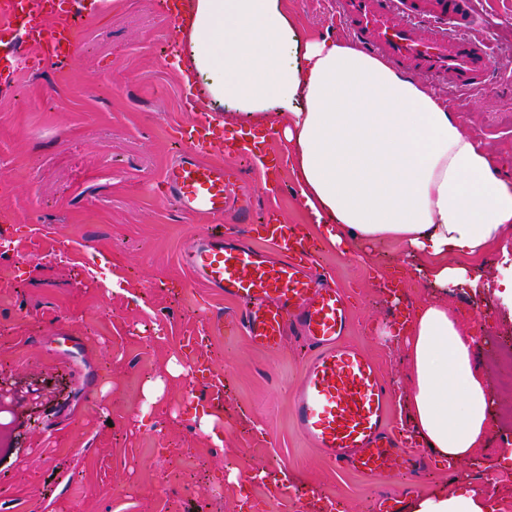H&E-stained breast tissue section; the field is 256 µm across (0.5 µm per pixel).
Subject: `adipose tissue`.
<instances>
[{
  "label": "adipose tissue",
  "mask_w": 512,
  "mask_h": 512,
  "mask_svg": "<svg viewBox=\"0 0 512 512\" xmlns=\"http://www.w3.org/2000/svg\"><path fill=\"white\" fill-rule=\"evenodd\" d=\"M178 29L189 48L180 74L203 81L212 120L292 144L298 205L321 241L394 242L428 257L434 283L478 286L466 261L512 234V183L430 86L347 42L300 41L281 0H184ZM395 336L407 349L414 441L473 461L495 398L473 330L448 303L427 302ZM408 512L494 508L460 477Z\"/></svg>",
  "instance_id": "1"
}]
</instances>
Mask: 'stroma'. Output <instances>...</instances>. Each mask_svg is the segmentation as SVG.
I'll list each match as a JSON object with an SVG mask.
<instances>
[{"mask_svg":"<svg viewBox=\"0 0 512 512\" xmlns=\"http://www.w3.org/2000/svg\"><path fill=\"white\" fill-rule=\"evenodd\" d=\"M301 37H335L336 0H284ZM77 9L78 50L64 63L0 74V421L12 446L0 455V512H316L305 488L347 512H377L381 495L418 496L452 486L438 469L364 475L330 466L300 433L290 393L310 354L290 337L275 351L253 346L232 317L238 304L191 283L182 249L214 224L238 234L230 217L182 212L161 198L164 170L182 149L179 130L208 112L183 105L179 66L163 54L175 24L161 0H65ZM468 34L492 53L489 85L458 95L428 84L461 128L512 182V0H470ZM279 181L263 183L254 161L217 148L205 162L239 165L257 211L302 223L290 148L270 136ZM109 265L95 262V255ZM512 236L472 262L483 284L439 287L423 257L399 244L323 250L319 272L350 297L347 340L376 362L390 390L391 429L407 431V358L381 330L400 308L441 300L481 339L498 395L486 448L462 465L495 512H512V304L489 289ZM406 268L398 295L382 278ZM198 351L185 346L200 329ZM204 356L224 376L223 447L195 416L199 386L175 366ZM164 388L148 403L144 385ZM267 478H258L259 470ZM287 471L296 489L275 486Z\"/></svg>","mask_w":512,"mask_h":512,"instance_id":"obj_1","label":"stroma"}]
</instances>
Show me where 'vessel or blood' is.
I'll use <instances>...</instances> for the list:
<instances>
[{"label":"vessel or blood","mask_w":512,"mask_h":512,"mask_svg":"<svg viewBox=\"0 0 512 512\" xmlns=\"http://www.w3.org/2000/svg\"><path fill=\"white\" fill-rule=\"evenodd\" d=\"M52 0L32 9L30 0H0V29L20 34L50 56L70 53L71 25L47 33L43 17ZM466 0H338L336 23L366 53L394 67L448 80L468 93L486 82L493 62L465 31ZM224 134L208 120L184 131V148L164 171L161 195L186 213L233 214L252 219L253 205L239 194L241 171L203 162L201 152ZM270 252L214 229L179 256L193 281L239 301L234 319L256 347L273 351L290 336L311 350L292 412L307 441L331 466L367 475L387 468L414 472L426 462L407 435L386 426L390 392L375 361L345 343L351 306L342 289L317 277L314 243L296 224L261 227Z\"/></svg>","instance_id":"obj_1"}]
</instances>
